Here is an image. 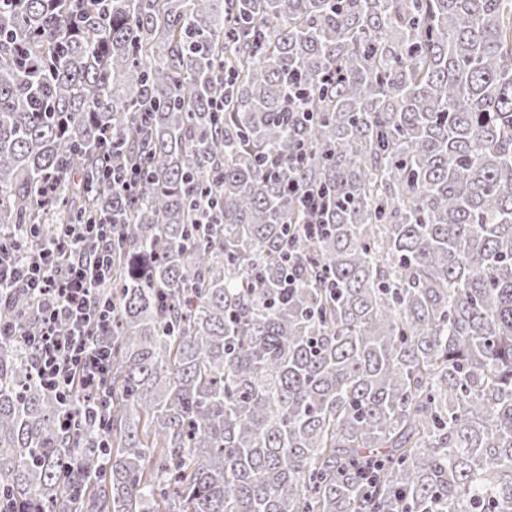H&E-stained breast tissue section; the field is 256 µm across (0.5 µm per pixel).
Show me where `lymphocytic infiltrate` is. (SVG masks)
Returning a JSON list of instances; mask_svg holds the SVG:
<instances>
[{"instance_id": "lymphocytic-infiltrate-1", "label": "lymphocytic infiltrate", "mask_w": 512, "mask_h": 512, "mask_svg": "<svg viewBox=\"0 0 512 512\" xmlns=\"http://www.w3.org/2000/svg\"><path fill=\"white\" fill-rule=\"evenodd\" d=\"M112 224H62L38 251L19 240L35 224L0 231V289L24 297L35 325L0 322V336L20 337L33 378L62 406L59 427L70 432L112 411V302L101 285L112 268Z\"/></svg>"}]
</instances>
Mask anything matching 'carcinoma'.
I'll use <instances>...</instances> for the list:
<instances>
[{
    "instance_id": "obj_1",
    "label": "carcinoma",
    "mask_w": 512,
    "mask_h": 512,
    "mask_svg": "<svg viewBox=\"0 0 512 512\" xmlns=\"http://www.w3.org/2000/svg\"><path fill=\"white\" fill-rule=\"evenodd\" d=\"M112 221L104 429L0 337L15 504L512 512V0H0V227ZM105 178L111 181L112 186L121 190L135 189L136 186L144 180L143 173L140 169L112 167L105 172Z\"/></svg>"
}]
</instances>
